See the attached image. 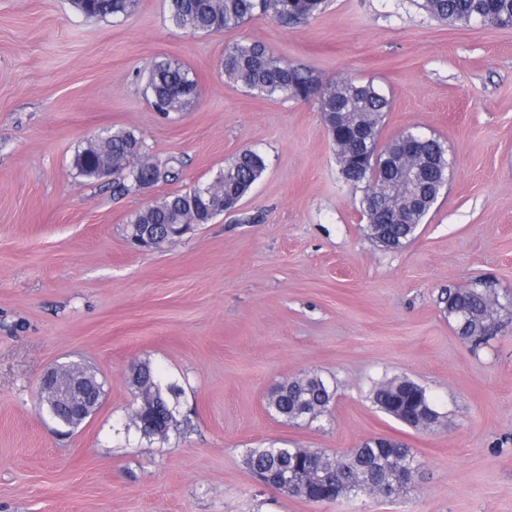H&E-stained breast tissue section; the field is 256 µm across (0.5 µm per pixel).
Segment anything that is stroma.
Masks as SVG:
<instances>
[{
	"label": "stroma",
	"mask_w": 512,
	"mask_h": 512,
	"mask_svg": "<svg viewBox=\"0 0 512 512\" xmlns=\"http://www.w3.org/2000/svg\"><path fill=\"white\" fill-rule=\"evenodd\" d=\"M236 42L325 82H374L391 100L382 140L414 129L446 142L455 166L414 240L368 239L316 101L225 80ZM164 59L199 84L166 116L139 78ZM110 128L180 159L179 180L119 196L111 177L78 176L74 154ZM249 147L267 168L236 212L172 245L130 244V213ZM487 277L502 328L474 348L439 298ZM77 359L105 396L65 436L38 412L39 383ZM138 361L182 389L168 440L141 438L129 417ZM305 374L335 388L328 414H270L271 389ZM395 376L427 390L440 427L379 411L373 385ZM375 437L421 463L398 499L310 503L244 463L271 444L336 453ZM0 512H512V29L443 25L414 0H331L298 25L213 34L169 26L165 0H136L117 22L71 0H0Z\"/></svg>",
	"instance_id": "1"
}]
</instances>
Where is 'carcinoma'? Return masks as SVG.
Segmentation results:
<instances>
[{"instance_id":"cac0c4a2","label":"carcinoma","mask_w":512,"mask_h":512,"mask_svg":"<svg viewBox=\"0 0 512 512\" xmlns=\"http://www.w3.org/2000/svg\"><path fill=\"white\" fill-rule=\"evenodd\" d=\"M135 0H90L78 9L87 18L121 19L130 13ZM166 17L175 28L193 32H222L236 29L255 17H266L286 24L303 23L327 8V0H166ZM425 15L445 25L468 27L475 18H483L492 27L512 23V0H417ZM224 77L244 92L260 98L280 97L285 100L318 103L322 118L335 122L341 114L340 128L330 130L341 178L362 191L359 207L369 220L371 209L379 197L403 203L407 219L421 225L436 204L448 182L450 157L448 147L440 138L414 131H404L395 138L381 142V129L391 101L373 82L340 78L324 83L311 71L289 63L266 46L237 42L224 49ZM145 90L156 112H181L198 95V83L192 72L173 60L154 63L146 75ZM414 140L410 165L418 171L415 181L407 187L402 183V170L385 166L400 154L406 137ZM106 163L116 166L113 193L124 196L141 191L144 184L175 181L181 174V161L169 157L155 158L145 139L128 130L107 133L99 142L87 143L74 156L73 165L86 178L97 177L98 168ZM266 170L265 156L254 149L237 154L213 177L215 200H224V211H231L251 191ZM199 220L210 223L209 208L196 196L195 188L167 195L150 208H140L129 216L127 230L136 224H182ZM385 232L394 238L398 249L411 240L404 224H387ZM441 303L448 321L460 337L479 346L491 340L487 323L504 308L499 296L486 291L479 282L442 292ZM145 380L157 386L169 400L168 392L176 385L163 383L150 363L139 364ZM411 380L405 377L384 379L373 387V400L380 409ZM335 390L320 377L304 375L275 385L268 407L290 423H311L325 415L334 399ZM372 439L340 454L328 455L311 448L268 447L251 450L247 461L273 467L287 475L301 463L331 482L351 473L356 483L342 487L344 497L361 495H399L405 487L397 478L401 470L419 469L420 463L406 445L377 447Z\"/></svg>"}]
</instances>
